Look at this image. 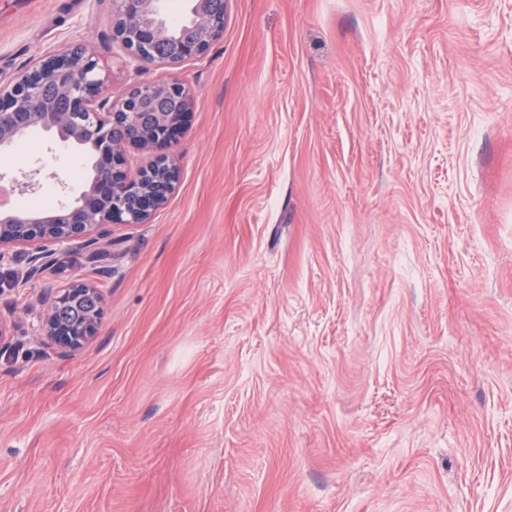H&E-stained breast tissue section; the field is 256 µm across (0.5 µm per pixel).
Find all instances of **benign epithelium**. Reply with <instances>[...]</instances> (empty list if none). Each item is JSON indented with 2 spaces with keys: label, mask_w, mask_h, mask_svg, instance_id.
<instances>
[{
  "label": "benign epithelium",
  "mask_w": 512,
  "mask_h": 512,
  "mask_svg": "<svg viewBox=\"0 0 512 512\" xmlns=\"http://www.w3.org/2000/svg\"><path fill=\"white\" fill-rule=\"evenodd\" d=\"M159 0H112V32L142 65L173 66L200 57L224 31V0H191L193 36L172 35L161 21ZM119 103L103 96L99 60L83 44L65 46L37 61L10 88L0 86V153L11 152L36 128L60 142L88 146L93 174L63 215L39 210H0V262L15 246L33 250L39 269L47 244L95 245L109 224H143L175 188L179 168L170 154L176 129L189 109L190 91L176 79L138 82ZM133 148L154 156L134 178L126 173ZM44 168L22 172L17 190L34 191ZM104 309L99 289L76 278L54 296L39 320V335L65 353L97 336Z\"/></svg>",
  "instance_id": "benign-epithelium-1"
}]
</instances>
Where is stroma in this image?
I'll use <instances>...</instances> for the list:
<instances>
[{
  "instance_id": "stroma-1",
  "label": "stroma",
  "mask_w": 512,
  "mask_h": 512,
  "mask_svg": "<svg viewBox=\"0 0 512 512\" xmlns=\"http://www.w3.org/2000/svg\"><path fill=\"white\" fill-rule=\"evenodd\" d=\"M83 42L161 74L112 0H0V85ZM173 73L150 222L0 264V512H512V0H225ZM80 294L85 299L87 310L84 321L69 332L59 330L63 305L69 295ZM104 309L99 289L91 282L76 278L65 285L54 296L49 308L39 320L38 331L62 352H74L97 336L102 323Z\"/></svg>"
}]
</instances>
